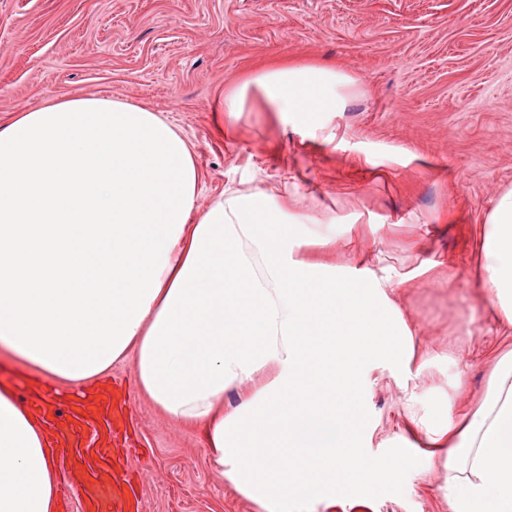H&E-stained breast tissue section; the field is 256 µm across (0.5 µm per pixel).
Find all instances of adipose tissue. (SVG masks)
I'll return each mask as SVG.
<instances>
[{
    "mask_svg": "<svg viewBox=\"0 0 512 512\" xmlns=\"http://www.w3.org/2000/svg\"><path fill=\"white\" fill-rule=\"evenodd\" d=\"M355 91L343 68L279 58L225 91L224 122L276 112L318 132ZM199 182L189 137L124 100H51L0 124V350L75 387L133 356L142 392L201 434L260 512L389 481L410 459L366 454L362 409L369 370L413 355L387 297L403 278L303 256L371 216L312 227L286 201L232 187L202 209ZM480 254L483 294L512 327V188L484 218ZM414 425L449 446L452 512H512V349L473 416ZM326 426L333 439L310 453ZM55 491L41 426L1 388L0 512H54Z\"/></svg>",
    "mask_w": 512,
    "mask_h": 512,
    "instance_id": "1",
    "label": "adipose tissue"
}]
</instances>
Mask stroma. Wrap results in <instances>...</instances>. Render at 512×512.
<instances>
[{"mask_svg": "<svg viewBox=\"0 0 512 512\" xmlns=\"http://www.w3.org/2000/svg\"><path fill=\"white\" fill-rule=\"evenodd\" d=\"M288 55L333 60L358 81L333 140L272 112L243 113L224 132L227 87ZM102 95L139 104L194 145L200 206L228 184L316 198V221L354 211L372 224L339 242L345 265L412 273L389 297L414 335L407 382L371 371L372 454L407 449L415 463L362 490L374 512H451L438 460L414 418L474 411L492 352L508 336L480 286L482 220L512 188V0H0V122L49 99ZM105 380L128 391L131 419L112 448L139 512H257L207 459L198 433L171 421L137 385L133 358ZM72 392L0 355V385Z\"/></svg>", "mask_w": 512, "mask_h": 512, "instance_id": "stroma-1", "label": "stroma"}]
</instances>
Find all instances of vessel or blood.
Masks as SVG:
<instances>
[{
	"instance_id": "1",
	"label": "vessel or blood",
	"mask_w": 512,
	"mask_h": 512,
	"mask_svg": "<svg viewBox=\"0 0 512 512\" xmlns=\"http://www.w3.org/2000/svg\"><path fill=\"white\" fill-rule=\"evenodd\" d=\"M103 402L79 400L67 411L36 406L32 414L50 419L52 435L62 457L70 461V479L75 485L84 512H134L132 486L125 470L112 463V440L126 427L127 416L121 401L104 391ZM103 421L105 433L97 447L80 449L78 437L83 428Z\"/></svg>"
}]
</instances>
